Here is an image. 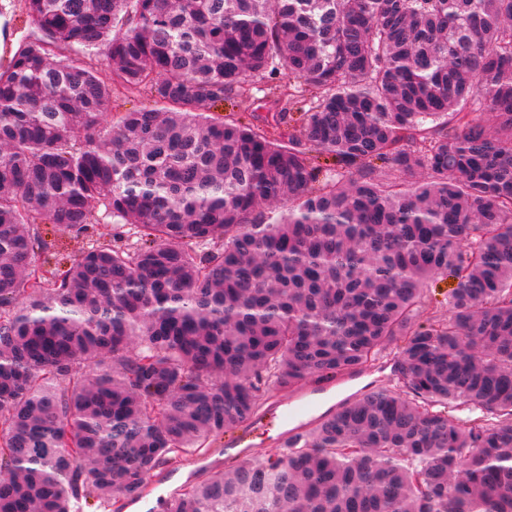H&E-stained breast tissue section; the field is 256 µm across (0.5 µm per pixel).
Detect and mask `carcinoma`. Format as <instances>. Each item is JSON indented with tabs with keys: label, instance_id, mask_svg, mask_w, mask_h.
<instances>
[{
	"label": "carcinoma",
	"instance_id": "carcinoma-1",
	"mask_svg": "<svg viewBox=\"0 0 512 512\" xmlns=\"http://www.w3.org/2000/svg\"><path fill=\"white\" fill-rule=\"evenodd\" d=\"M26 12L0 71V512H121L270 388L391 345V386L170 512H512V0ZM282 69L309 102L288 131L213 114ZM117 87L151 104L115 112ZM104 219L140 242L37 264L39 225Z\"/></svg>",
	"mask_w": 512,
	"mask_h": 512
}]
</instances>
